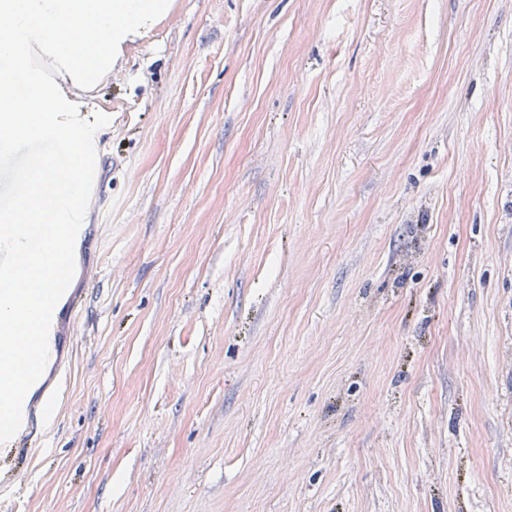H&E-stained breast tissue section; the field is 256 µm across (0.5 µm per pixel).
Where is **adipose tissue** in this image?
<instances>
[{
    "label": "adipose tissue",
    "mask_w": 512,
    "mask_h": 512,
    "mask_svg": "<svg viewBox=\"0 0 512 512\" xmlns=\"http://www.w3.org/2000/svg\"><path fill=\"white\" fill-rule=\"evenodd\" d=\"M167 0H0V59L22 74L24 98L0 96V155L48 141L66 154L35 157L17 181L15 208L0 210V241L35 264L47 246L70 261L60 229L80 223L92 163L87 91L110 79L122 44L150 28Z\"/></svg>",
    "instance_id": "obj_1"
}]
</instances>
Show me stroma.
I'll return each mask as SVG.
<instances>
[{"instance_id": "obj_1", "label": "stroma", "mask_w": 512, "mask_h": 512, "mask_svg": "<svg viewBox=\"0 0 512 512\" xmlns=\"http://www.w3.org/2000/svg\"><path fill=\"white\" fill-rule=\"evenodd\" d=\"M92 94L0 512H512V0H170Z\"/></svg>"}]
</instances>
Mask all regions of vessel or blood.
Masks as SVG:
<instances>
[{
	"instance_id": "b4317fda",
	"label": "vessel or blood",
	"mask_w": 512,
	"mask_h": 512,
	"mask_svg": "<svg viewBox=\"0 0 512 512\" xmlns=\"http://www.w3.org/2000/svg\"><path fill=\"white\" fill-rule=\"evenodd\" d=\"M58 274L54 249H46L41 263L21 269L14 249L0 243V278L21 281L12 297L11 317L0 325V417L7 426L0 430V447L13 448L38 426L35 397L44 393L42 373L32 371L28 353H38L44 365L57 364L61 289H54L41 302L31 291L55 280Z\"/></svg>"
}]
</instances>
